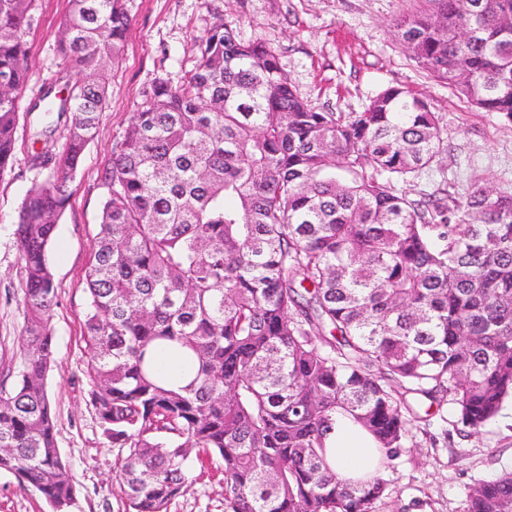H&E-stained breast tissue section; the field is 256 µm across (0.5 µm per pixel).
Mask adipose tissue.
Returning <instances> with one entry per match:
<instances>
[{
    "mask_svg": "<svg viewBox=\"0 0 512 512\" xmlns=\"http://www.w3.org/2000/svg\"><path fill=\"white\" fill-rule=\"evenodd\" d=\"M327 461L344 479L364 477L376 464V450L370 435L353 425L339 427L327 444Z\"/></svg>",
    "mask_w": 512,
    "mask_h": 512,
    "instance_id": "1",
    "label": "adipose tissue"
}]
</instances>
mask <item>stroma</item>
<instances>
[{"mask_svg": "<svg viewBox=\"0 0 512 512\" xmlns=\"http://www.w3.org/2000/svg\"><path fill=\"white\" fill-rule=\"evenodd\" d=\"M132 20L125 52L108 68V106L98 133L70 184L72 199L61 217L50 254L58 300L49 326L55 362L46 380L56 420L57 445L77 484L70 512H129L115 478L116 451L103 434L91 403L87 376L90 349L83 337L88 308L85 271L99 230L102 174L144 92L158 77L180 79L196 63V41L217 20L246 41L273 47L298 92L335 112L361 110L381 89L409 87L428 97L441 117L447 149L437 166L422 174L416 190L448 183L466 193L476 183L512 193V125L481 112L429 78L397 38L394 20L423 9L422 0H124ZM70 0H35L27 30L29 81L20 105L65 66L57 38ZM32 116L21 115L16 160L0 177V369H20L24 349L26 274L15 237L19 207L39 181L27 156ZM433 436L422 428L384 472L391 493L376 512H465L473 481L512 469V407L489 432L444 438L443 410ZM219 460L193 463L192 482L168 512H224ZM0 512H50L37 494L21 489L0 471Z\"/></svg>", "mask_w": 512, "mask_h": 512, "instance_id": "obj_1", "label": "stroma"}]
</instances>
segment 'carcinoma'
I'll return each instance as SVG.
<instances>
[{"instance_id": "1", "label": "carcinoma", "mask_w": 512, "mask_h": 512, "mask_svg": "<svg viewBox=\"0 0 512 512\" xmlns=\"http://www.w3.org/2000/svg\"><path fill=\"white\" fill-rule=\"evenodd\" d=\"M34 2L0 0V176L15 160ZM428 2L396 22L400 41L432 78L512 124V0ZM70 3L66 68L29 109L42 180L17 227L26 358L14 386L0 385V470L55 512L76 486L46 391L49 253L106 108L105 64L131 26L123 0ZM196 47L180 81L153 80L102 177L85 337L120 488L132 512H167L190 457H217L227 512H374L389 495L382 470L431 408L451 406L468 438L512 402V193L411 195L445 148L441 117L406 87L333 112L222 20ZM159 351L189 378L160 377ZM342 423L380 456L356 482L326 462ZM466 512H512V471L470 484Z\"/></svg>"}]
</instances>
